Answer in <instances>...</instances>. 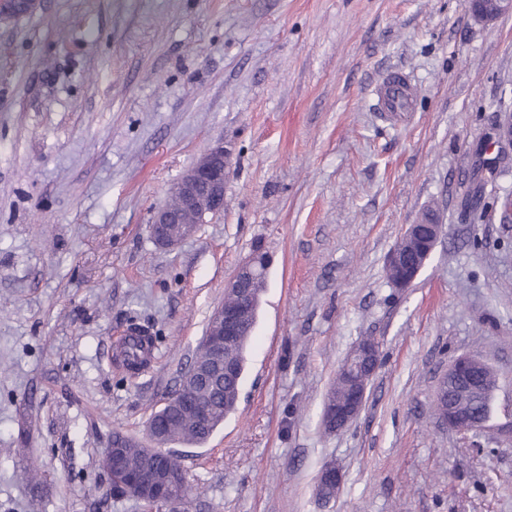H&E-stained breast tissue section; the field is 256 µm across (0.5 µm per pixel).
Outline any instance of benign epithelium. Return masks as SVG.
I'll return each instance as SVG.
<instances>
[{"label": "benign epithelium", "instance_id": "obj_1", "mask_svg": "<svg viewBox=\"0 0 512 512\" xmlns=\"http://www.w3.org/2000/svg\"><path fill=\"white\" fill-rule=\"evenodd\" d=\"M465 8L476 19L489 23L512 11V3L507 0H465ZM229 158L230 151L222 144L217 145L201 157L173 187V205L158 210L149 224L150 235L158 246L170 248L177 245L193 234L197 225L205 223L208 216L216 215L223 210ZM424 227L428 230L430 248L423 253L417 266L392 281L396 288H407L416 279L442 233V225L438 224L436 219L430 223L419 221L409 225L388 255L386 268L391 270L398 266L400 252L405 243L418 238ZM254 263L255 260L250 258L239 266L227 283V289L234 292L236 300L230 305L221 306L212 317L210 347L216 356L224 352V345L235 341L240 324L256 316L258 302L252 295L246 279V276L252 275ZM379 364L378 346L371 340L359 344L344 361L340 372L346 375H359L360 387L346 402L340 401L333 393L328 394L323 412V426L327 431L343 430L358 417L365 404L368 384ZM482 366L484 362L477 358L460 356L448 368V375L458 381L462 393L488 398L493 394L495 386H488L471 375L473 370ZM442 422L449 429L466 437L480 431L485 426L487 418L472 419L462 406L450 405L448 415ZM183 476V472L171 474L149 469L134 481L135 497L151 512L157 509L162 512H173L174 491L181 484ZM342 480L343 475L339 468L321 471L317 481V493L322 498L327 497L328 490L340 488Z\"/></svg>", "mask_w": 512, "mask_h": 512}]
</instances>
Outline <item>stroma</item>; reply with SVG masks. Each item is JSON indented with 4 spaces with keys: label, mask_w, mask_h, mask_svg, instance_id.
<instances>
[{
    "label": "stroma",
    "mask_w": 512,
    "mask_h": 512,
    "mask_svg": "<svg viewBox=\"0 0 512 512\" xmlns=\"http://www.w3.org/2000/svg\"><path fill=\"white\" fill-rule=\"evenodd\" d=\"M417 89L398 123L375 86ZM512 12L464 0H41L0 24V512H146L106 497L114 433L192 363L225 286L268 259L236 408L174 445L188 512H512ZM224 211L171 249L148 226L210 148ZM433 209L410 287L386 258ZM151 363L116 358L130 324ZM381 363L346 429L341 363ZM470 355L498 377L464 443L434 413ZM343 483L316 494L324 465ZM504 3H508V6H501ZM465 8L476 19L489 23L496 21L502 14L512 11V3L507 0H467ZM422 227H426L428 230V244L430 248H428L424 253L423 257L413 269L407 270V273L401 277H397L392 281V285L396 288H407L411 285V283L416 279L419 272L425 265L427 259L429 258L434 246L436 245L441 233H442V224H438V220L434 217L432 223H424L422 220L418 221L416 224H410L404 235L401 237L399 242L394 246L391 252L388 255L386 262V270H393V268L398 266L400 260V252L404 248L405 243L412 242L416 238H418ZM380 358L378 346L374 341H363L344 361L340 373L358 374L360 387L347 402L339 399H346L351 391L349 381L340 374H336V395L330 392L325 400L323 412V426L329 432H337L351 425L358 417L364 407L367 388L370 380L379 368ZM339 398H337V397Z\"/></svg>",
    "instance_id": "35a3bbf8"
}]
</instances>
